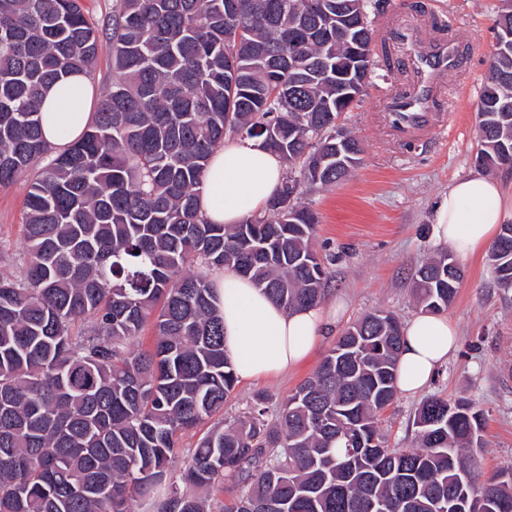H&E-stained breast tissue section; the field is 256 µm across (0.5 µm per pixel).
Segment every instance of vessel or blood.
<instances>
[{
	"mask_svg": "<svg viewBox=\"0 0 512 512\" xmlns=\"http://www.w3.org/2000/svg\"><path fill=\"white\" fill-rule=\"evenodd\" d=\"M412 73L413 84L406 95H388L384 100L387 122L400 142L426 136L447 119L444 93L449 74L460 72L464 54L453 41L428 37L416 21L398 22L388 29Z\"/></svg>",
	"mask_w": 512,
	"mask_h": 512,
	"instance_id": "vessel-or-blood-1",
	"label": "vessel or blood"
}]
</instances>
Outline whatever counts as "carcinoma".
<instances>
[{"mask_svg":"<svg viewBox=\"0 0 512 512\" xmlns=\"http://www.w3.org/2000/svg\"><path fill=\"white\" fill-rule=\"evenodd\" d=\"M119 0L108 24L112 84L83 136L58 150L42 130L43 91L91 71L99 28L78 0H0V187L35 170L27 249L0 278V512H451L469 497L512 512V470L478 482L485 414L427 397L416 446L391 448L379 413L395 397L401 323L376 311L350 326L312 377L281 402L266 394L199 441L179 480L177 439L220 413L236 376L224 352L213 276L233 271L286 309L319 304L327 279L303 185H330L360 160L336 122L373 70L360 10L381 0ZM478 110L483 168L512 166V9ZM258 140L295 175L267 210L210 224L197 200L213 149ZM293 197H288V194ZM512 288V224L489 251ZM452 256L412 275L438 314L461 278ZM91 320L83 334L75 321ZM153 320V341L135 340Z\"/></svg>","mask_w":512,"mask_h":512,"instance_id":"carcinoma-1","label":"carcinoma"}]
</instances>
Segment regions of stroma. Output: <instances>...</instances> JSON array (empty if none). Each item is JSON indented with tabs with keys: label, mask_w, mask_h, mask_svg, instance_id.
<instances>
[{
	"label": "stroma",
	"mask_w": 512,
	"mask_h": 512,
	"mask_svg": "<svg viewBox=\"0 0 512 512\" xmlns=\"http://www.w3.org/2000/svg\"><path fill=\"white\" fill-rule=\"evenodd\" d=\"M507 0H385L372 14L373 26L393 15L402 20L424 18L436 36L455 37L475 46L467 70L449 75L446 100L450 124L427 140L404 144L388 132L381 105L388 91H400L406 78L398 66L399 47L376 44L374 72L350 112L344 128L361 143V161L342 181L328 187L306 188L300 197L319 217L314 247L325 259L324 302H344L336 326L344 331L363 314L383 310L400 321L417 315L411 276L436 254L431 240L433 209L458 179L478 173L476 111L497 48L496 20ZM30 174L0 189V244L8 255L0 259V276L14 270L12 260L25 251V202ZM463 280L447 309L460 343L440 368L429 393L466 397L484 411L486 426L478 450L481 472L489 476L512 468V290L497 288L487 257L462 265ZM336 343L324 338L310 359L286 375L237 382L218 420L233 423L257 393L282 401L315 372ZM420 397L397 394L380 414V430L392 448L411 447L413 418Z\"/></svg>",
	"instance_id": "stroma-1"
}]
</instances>
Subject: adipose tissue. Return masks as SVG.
<instances>
[{
    "instance_id": "obj_1",
    "label": "adipose tissue",
    "mask_w": 512,
    "mask_h": 512,
    "mask_svg": "<svg viewBox=\"0 0 512 512\" xmlns=\"http://www.w3.org/2000/svg\"><path fill=\"white\" fill-rule=\"evenodd\" d=\"M94 88L88 73L65 75L44 93L43 132L56 148L79 138L93 119ZM284 175L278 154L255 141L225 139L208 164L198 199L203 218L213 224H239L264 211ZM512 220V193L486 175L457 180L434 209L433 244L468 263ZM224 319V347L238 379L251 381L283 374L305 364L318 340L333 329L338 303L286 309L232 272L215 277ZM459 347L455 323L445 315L419 314L402 329L398 389L414 395L425 389Z\"/></svg>"
}]
</instances>
